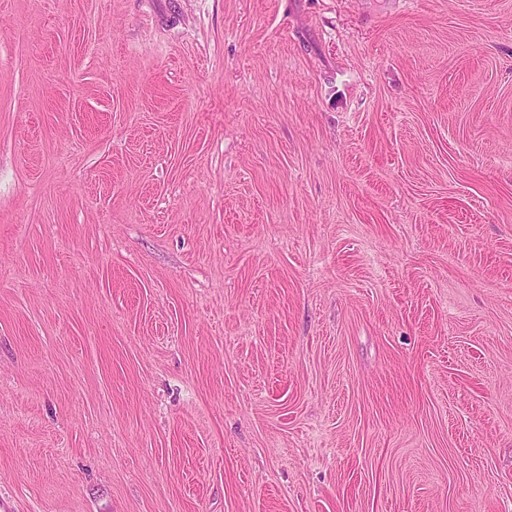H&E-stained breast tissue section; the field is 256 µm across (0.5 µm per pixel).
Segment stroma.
<instances>
[{
	"label": "stroma",
	"instance_id": "obj_1",
	"mask_svg": "<svg viewBox=\"0 0 512 512\" xmlns=\"http://www.w3.org/2000/svg\"><path fill=\"white\" fill-rule=\"evenodd\" d=\"M0 512H512V0H0Z\"/></svg>",
	"mask_w": 512,
	"mask_h": 512
}]
</instances>
